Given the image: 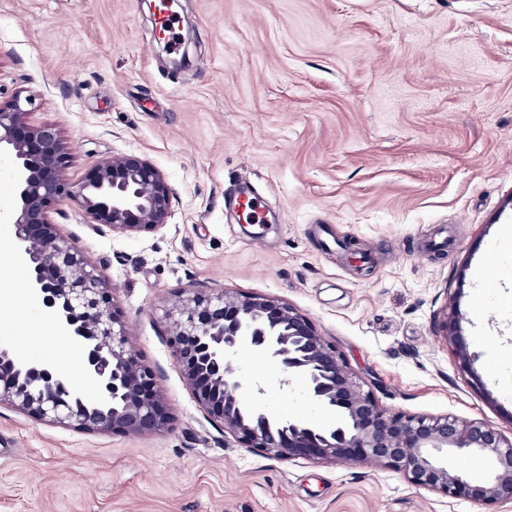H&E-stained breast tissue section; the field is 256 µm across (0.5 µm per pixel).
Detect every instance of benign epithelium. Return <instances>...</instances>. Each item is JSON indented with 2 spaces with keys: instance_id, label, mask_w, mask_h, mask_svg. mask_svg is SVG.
Here are the masks:
<instances>
[{
  "instance_id": "benign-epithelium-1",
  "label": "benign epithelium",
  "mask_w": 512,
  "mask_h": 512,
  "mask_svg": "<svg viewBox=\"0 0 512 512\" xmlns=\"http://www.w3.org/2000/svg\"><path fill=\"white\" fill-rule=\"evenodd\" d=\"M30 104L18 94L0 104V158L8 161L16 192L5 223L14 225L15 243L29 265V288L64 335L79 345L93 397L64 371L24 360L0 341V407L76 431L161 432L171 413L154 373L130 348L111 288L76 244L58 232L50 212L66 197L94 223L114 231L152 230L168 224L172 189L150 161L136 154L105 159L83 181L69 182V154L61 135L51 124H31ZM165 318L173 326L172 354L187 384L222 421L224 433L245 447L279 460L369 459L450 498L486 507L512 502V439L481 422L381 408L336 346L292 306L266 296L200 290L169 305ZM443 328L463 367L470 368L458 315L447 316ZM243 347L278 364L288 381H302L313 401L336 413V423L317 426L280 418L251 403L234 360ZM460 451L488 458L492 475L471 481L448 469L444 457Z\"/></svg>"
}]
</instances>
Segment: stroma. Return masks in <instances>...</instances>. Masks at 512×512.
Here are the masks:
<instances>
[{
    "label": "stroma",
    "instance_id": "35a3bbf8",
    "mask_svg": "<svg viewBox=\"0 0 512 512\" xmlns=\"http://www.w3.org/2000/svg\"><path fill=\"white\" fill-rule=\"evenodd\" d=\"M178 47L147 0H0V100L31 97L76 183L134 153L165 176L171 217L118 232L69 199L52 223L109 283L173 420L84 433L0 407V512H481L373 461L276 460L225 434L186 384L164 310L197 290L270 296L313 321L379 405L512 437V313L475 293L512 198V0H180ZM190 64L174 68L177 52ZM250 184L268 224L230 201ZM476 360L464 371L447 309ZM43 307L0 339L75 383L79 348ZM279 417H335L282 370L236 356Z\"/></svg>",
    "mask_w": 512,
    "mask_h": 512
}]
</instances>
